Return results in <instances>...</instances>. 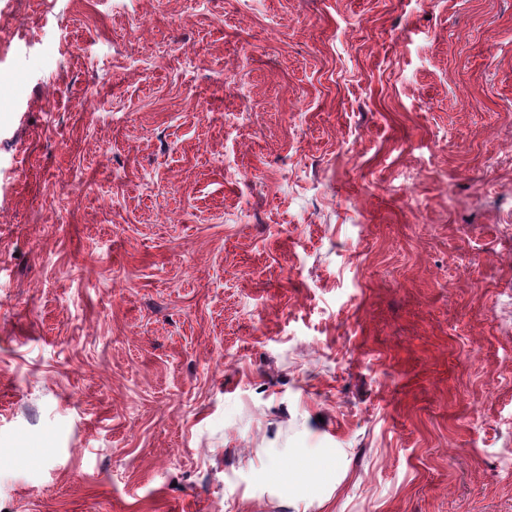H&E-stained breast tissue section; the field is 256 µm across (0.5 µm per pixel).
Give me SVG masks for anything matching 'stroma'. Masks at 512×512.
<instances>
[{
  "mask_svg": "<svg viewBox=\"0 0 512 512\" xmlns=\"http://www.w3.org/2000/svg\"><path fill=\"white\" fill-rule=\"evenodd\" d=\"M0 512H512V0H0Z\"/></svg>",
  "mask_w": 512,
  "mask_h": 512,
  "instance_id": "35a3bbf8",
  "label": "stroma"
}]
</instances>
